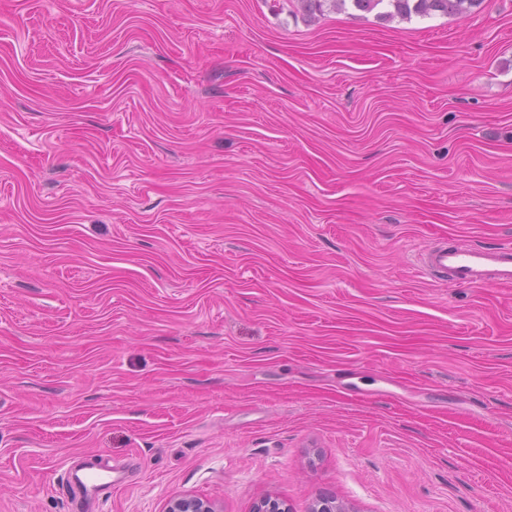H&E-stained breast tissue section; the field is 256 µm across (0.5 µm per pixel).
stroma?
Segmentation results:
<instances>
[{
	"label": "stroma",
	"instance_id": "obj_1",
	"mask_svg": "<svg viewBox=\"0 0 512 512\" xmlns=\"http://www.w3.org/2000/svg\"><path fill=\"white\" fill-rule=\"evenodd\" d=\"M512 0H0V512H512ZM347 1L359 11L380 10L378 11L380 17L402 19H410L413 14L427 17L435 13L464 19L471 15L473 8L482 2V0H296L309 18H315L318 14L323 15L325 7L342 11L346 9ZM416 267L424 275L448 277L454 282L482 287H512V247L486 248L453 243L420 252ZM215 506L201 498L183 495L173 498L166 512H217Z\"/></svg>",
	"mask_w": 512,
	"mask_h": 512
}]
</instances>
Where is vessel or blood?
Segmentation results:
<instances>
[{
  "mask_svg": "<svg viewBox=\"0 0 512 512\" xmlns=\"http://www.w3.org/2000/svg\"><path fill=\"white\" fill-rule=\"evenodd\" d=\"M416 267L423 274L447 277L454 282L482 287H512V247L486 248L453 243L420 252Z\"/></svg>",
  "mask_w": 512,
  "mask_h": 512,
  "instance_id": "b4317fda",
  "label": "vessel or blood"
}]
</instances>
